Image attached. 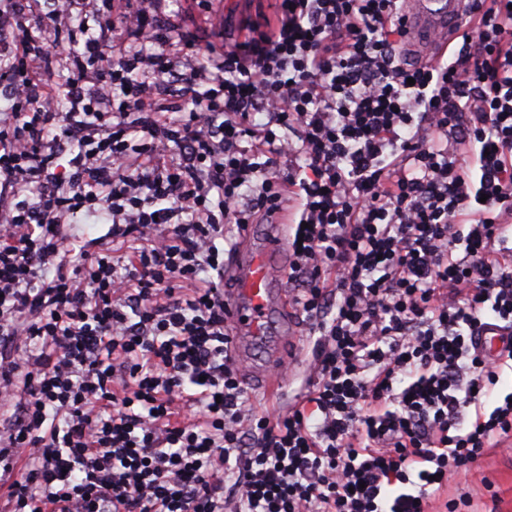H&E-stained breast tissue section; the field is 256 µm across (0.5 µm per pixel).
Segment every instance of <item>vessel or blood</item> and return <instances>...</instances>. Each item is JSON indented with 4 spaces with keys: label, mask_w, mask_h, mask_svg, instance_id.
<instances>
[{
    "label": "vessel or blood",
    "mask_w": 512,
    "mask_h": 512,
    "mask_svg": "<svg viewBox=\"0 0 512 512\" xmlns=\"http://www.w3.org/2000/svg\"><path fill=\"white\" fill-rule=\"evenodd\" d=\"M404 11L407 36L412 43L455 34L464 11V0H407ZM285 240L268 231L252 250L239 257L224 273V311L236 337L248 338L252 345L265 348V368H247L249 382L276 387L278 371L292 359L287 345H272L280 319L288 313V298L279 257Z\"/></svg>",
    "instance_id": "obj_1"
}]
</instances>
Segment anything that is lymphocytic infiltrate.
Returning a JSON list of instances; mask_svg holds the SVG:
<instances>
[{"mask_svg": "<svg viewBox=\"0 0 512 512\" xmlns=\"http://www.w3.org/2000/svg\"><path fill=\"white\" fill-rule=\"evenodd\" d=\"M48 2L37 39L0 0V512H465L512 438V0L425 61L404 0H275L229 43L214 0L196 32ZM281 212L315 340L269 418L217 242Z\"/></svg>", "mask_w": 512, "mask_h": 512, "instance_id": "lymphocytic-infiltrate-1", "label": "lymphocytic infiltrate"}]
</instances>
